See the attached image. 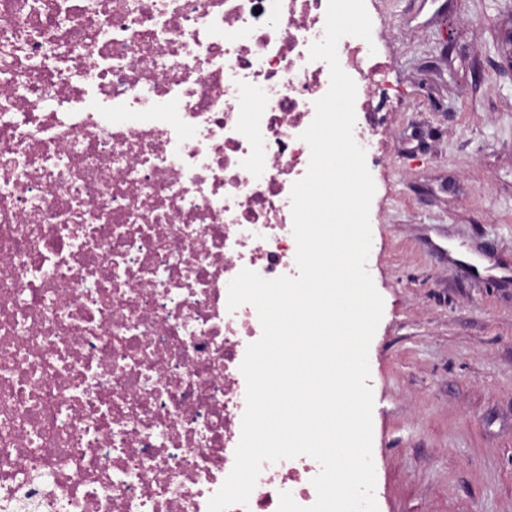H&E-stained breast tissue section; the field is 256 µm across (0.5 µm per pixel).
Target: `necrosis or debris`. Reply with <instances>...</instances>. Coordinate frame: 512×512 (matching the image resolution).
<instances>
[{"label":"necrosis or debris","instance_id":"obj_1","mask_svg":"<svg viewBox=\"0 0 512 512\" xmlns=\"http://www.w3.org/2000/svg\"><path fill=\"white\" fill-rule=\"evenodd\" d=\"M327 0H0V512H208L241 436L250 269L294 277ZM383 153L386 61L338 44ZM263 464L248 505L317 497Z\"/></svg>","mask_w":512,"mask_h":512}]
</instances>
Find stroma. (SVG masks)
<instances>
[{"mask_svg":"<svg viewBox=\"0 0 512 512\" xmlns=\"http://www.w3.org/2000/svg\"><path fill=\"white\" fill-rule=\"evenodd\" d=\"M402 102L371 165L379 512H512V0H367Z\"/></svg>","mask_w":512,"mask_h":512,"instance_id":"35a3bbf8","label":"stroma"}]
</instances>
